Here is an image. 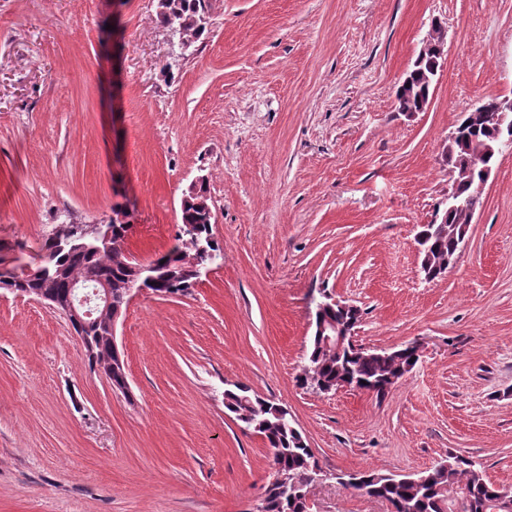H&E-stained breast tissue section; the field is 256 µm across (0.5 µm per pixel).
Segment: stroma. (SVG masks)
<instances>
[{"label": "stroma", "mask_w": 512, "mask_h": 512, "mask_svg": "<svg viewBox=\"0 0 512 512\" xmlns=\"http://www.w3.org/2000/svg\"><path fill=\"white\" fill-rule=\"evenodd\" d=\"M206 16L184 50L158 0H0V242L35 264L122 188L146 263L202 175L221 250L190 295L142 293L118 321L126 395L67 319L0 289V512H254L271 450L227 414L234 383L287 407L329 472L313 512H390L332 473L451 453L512 489L511 146L454 266L425 281L415 244L462 108L512 99V0H208ZM436 22L430 105L396 111ZM324 293L360 308L359 344L422 343L384 398L300 384Z\"/></svg>", "instance_id": "stroma-1"}]
</instances>
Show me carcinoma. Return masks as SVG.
<instances>
[{
  "instance_id": "1",
  "label": "carcinoma",
  "mask_w": 512,
  "mask_h": 512,
  "mask_svg": "<svg viewBox=\"0 0 512 512\" xmlns=\"http://www.w3.org/2000/svg\"><path fill=\"white\" fill-rule=\"evenodd\" d=\"M161 22L189 42L199 40L206 31L200 22L205 14L206 0H159ZM433 59L426 58L409 72L407 83L395 91V101L411 110L431 94ZM494 137V130L478 121L471 123L464 140L455 146L461 154L476 152ZM478 172L454 170L457 183V204L460 209L448 216L446 224H425L419 234L424 238L422 260L428 272L448 270L458 254L457 243L462 230L469 227L467 209L472 203L478 183ZM207 184L195 192H186L181 200L180 227L192 225V231L178 232L176 244L156 258L149 291H166L184 296L192 289L189 276L192 260L199 258L198 245L211 241L210 250L220 258V248L212 241V219L209 215ZM68 224L44 241L43 275L24 280L23 287L36 295L41 291L60 300L69 294V283L78 279L93 284L101 278L112 282V289L140 278L136 264L129 261L117 243L123 242L131 230V222L112 225L114 247L110 250L72 247L65 241L73 235ZM415 366L408 348L387 351L349 348L337 354L311 337L303 379L318 387H336L344 381L353 387L386 394L385 384L393 377H403ZM224 408L241 422L244 429L263 436L272 449L271 465L275 474L286 475L297 484L294 491L274 488L266 497L264 512H311L309 489L314 486L313 468L319 461L301 433L293 426L288 411L281 405L260 397L245 384L237 383L224 390ZM358 484H341L346 490L386 502L391 512H504L499 503L512 491L491 483L479 465L464 456L448 454L445 459L417 475H395L373 470L361 472Z\"/></svg>"
}]
</instances>
